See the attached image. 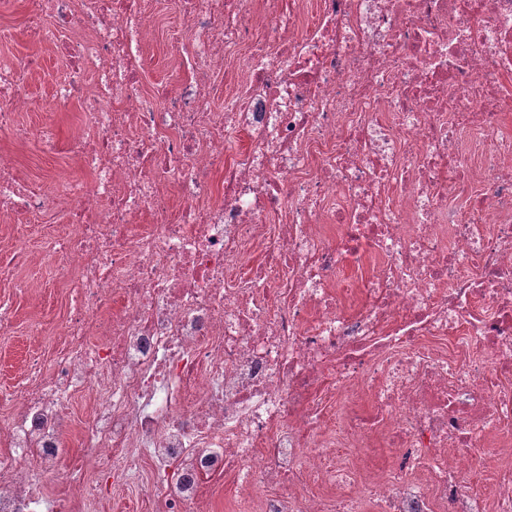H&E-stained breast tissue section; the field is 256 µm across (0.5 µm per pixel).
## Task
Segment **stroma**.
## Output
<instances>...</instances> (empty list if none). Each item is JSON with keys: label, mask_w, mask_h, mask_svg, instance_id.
<instances>
[{"label": "stroma", "mask_w": 512, "mask_h": 512, "mask_svg": "<svg viewBox=\"0 0 512 512\" xmlns=\"http://www.w3.org/2000/svg\"><path fill=\"white\" fill-rule=\"evenodd\" d=\"M29 0H9L0 6V57L21 62L34 61L32 70L22 76L28 91L39 102L49 99L54 81L65 69V62L49 46L39 44L27 28ZM81 104L78 100L55 103L52 109L38 108L19 113L17 124L49 126L59 144L57 154L46 155L40 144L21 142L8 131H0V155L9 157L30 178L40 179L54 168H62L73 176L82 171L66 154L64 146L80 128ZM28 266L19 265L0 273V296L9 298L15 309L11 329L0 334V411L9 407L7 397L14 386L25 378V361L38 357L51 359L60 346L58 327L70 299L66 283L52 288L36 286L16 289L15 281L26 278ZM146 471L118 476L108 485L107 497L100 500L76 499L73 512H156V503L146 491Z\"/></svg>", "instance_id": "1"}]
</instances>
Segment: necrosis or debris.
Wrapping results in <instances>:
<instances>
[{
  "mask_svg": "<svg viewBox=\"0 0 512 512\" xmlns=\"http://www.w3.org/2000/svg\"><path fill=\"white\" fill-rule=\"evenodd\" d=\"M186 79L138 89L139 0H37L87 179L0 157V223L71 301L0 420V512L47 497L69 408L161 512H512V0H181ZM248 58L247 77L240 60ZM33 101L0 59V130ZM67 211L70 228L43 234ZM234 489L225 477L211 478L206 484L207 512H232Z\"/></svg>",
  "mask_w": 512,
  "mask_h": 512,
  "instance_id": "necrosis-or-debris-1",
  "label": "necrosis or debris"
}]
</instances>
